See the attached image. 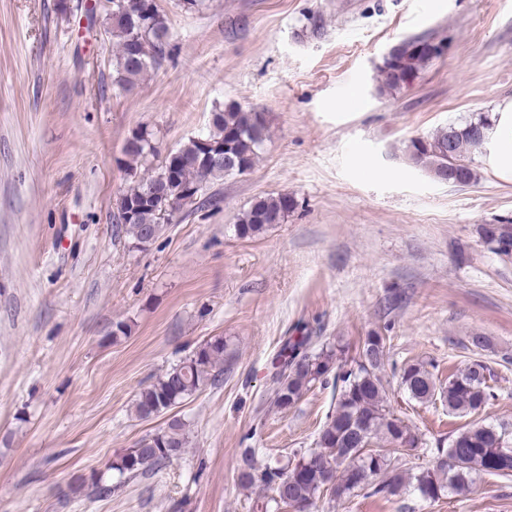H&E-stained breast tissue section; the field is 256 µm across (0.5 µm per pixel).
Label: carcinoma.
<instances>
[{
	"mask_svg": "<svg viewBox=\"0 0 512 512\" xmlns=\"http://www.w3.org/2000/svg\"><path fill=\"white\" fill-rule=\"evenodd\" d=\"M154 0H112L105 33L114 49L115 84L127 88L158 67L166 56L170 27ZM434 56L420 47V39L397 42L396 54L378 67L383 87L400 89L417 78ZM491 118L479 114L463 124H448L413 138L407 146L411 162L434 179L455 167L464 169L466 185L478 180L474 154L489 140ZM269 126L261 113L239 105L213 112L206 132L188 138L159 158L155 133L142 127L132 132L124 147L129 184L117 205L136 206L133 220L124 222L132 247L139 250L146 233L161 230L180 214L179 205L197 195L193 210L217 208L221 199L208 192L214 181L253 168ZM229 159L233 165L216 168L202 161L204 153ZM296 207L293 197L278 194L256 200L243 212L235 233L242 239L262 234L283 223ZM481 236L501 256L512 254V223L485 224ZM362 353L351 357L342 345L316 346L305 325L287 336L271 361L273 403L280 410L297 404L313 387L332 386L335 410L319 429L316 447L293 454L285 465H260L256 450L243 451L244 467L238 482L244 489L264 494L253 502L254 512H279L291 507L309 512L314 500L327 496L349 499L359 491L391 498L406 487L430 502L462 494L473 484L472 474L512 476V424L474 422L438 448L432 467L417 474L391 467V454L416 448L421 439L388 406L379 372L387 359L386 337L367 336ZM224 337L213 336L191 355L143 388L135 411L152 418L190 398L223 374ZM493 373L486 362L473 359L441 383L424 363L412 361L402 369L400 384L419 403L440 400L448 412L475 415L493 397ZM188 445L185 423L172 419L167 427L140 439L116 455L109 469L135 477L179 457Z\"/></svg>",
	"mask_w": 512,
	"mask_h": 512,
	"instance_id": "obj_1",
	"label": "carcinoma"
}]
</instances>
